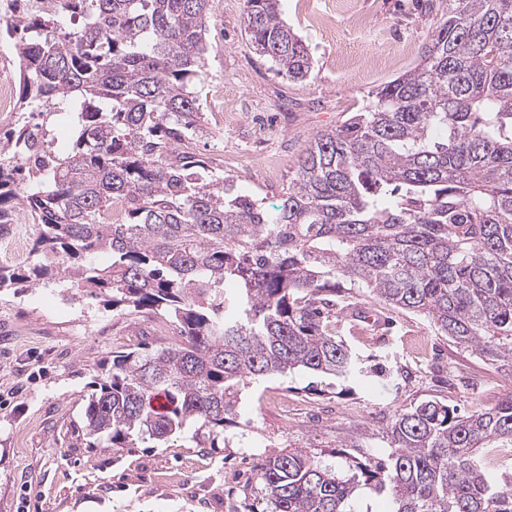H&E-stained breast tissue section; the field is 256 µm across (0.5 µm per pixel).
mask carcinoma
<instances>
[{
	"label": "carcinoma",
	"instance_id": "cac0c4a2",
	"mask_svg": "<svg viewBox=\"0 0 512 512\" xmlns=\"http://www.w3.org/2000/svg\"><path fill=\"white\" fill-rule=\"evenodd\" d=\"M209 11L210 0H0L18 111L58 115L71 132L58 154L46 121H27L0 148V230L25 202L39 257L26 273L0 267V292L65 276L114 309L179 327L152 354L113 353L85 436L126 448L190 425L218 434L251 379L362 375L332 321L356 290L512 364V0H448L419 62L316 134L276 214L178 148L198 128ZM244 25L279 73L310 75L280 0H246ZM99 253L108 266L89 260ZM386 436L390 451L373 459L266 457L257 479L271 512H361L367 493L388 498L389 512H512V483L479 459L512 447V394L468 415L423 401Z\"/></svg>",
	"mask_w": 512,
	"mask_h": 512
}]
</instances>
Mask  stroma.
Here are the masks:
<instances>
[{"instance_id": "1", "label": "stroma", "mask_w": 512, "mask_h": 512, "mask_svg": "<svg viewBox=\"0 0 512 512\" xmlns=\"http://www.w3.org/2000/svg\"><path fill=\"white\" fill-rule=\"evenodd\" d=\"M244 2H211L193 147L221 159L225 174L273 213L310 141L414 67L448 3L281 0L283 19L313 58L310 75L293 81L250 46ZM361 306L383 329L340 313L336 332L368 364L386 365L388 393L370 374L342 385L294 373L248 383L239 416L214 447L190 428L169 448L149 439L90 448L85 406L113 352L172 344L175 324L101 298H69L63 282L1 293L0 512H265L256 468L270 454H326L346 443L376 457L387 452L385 429L401 410L437 399L470 414L512 393V368L457 347L427 317L367 298Z\"/></svg>"}]
</instances>
